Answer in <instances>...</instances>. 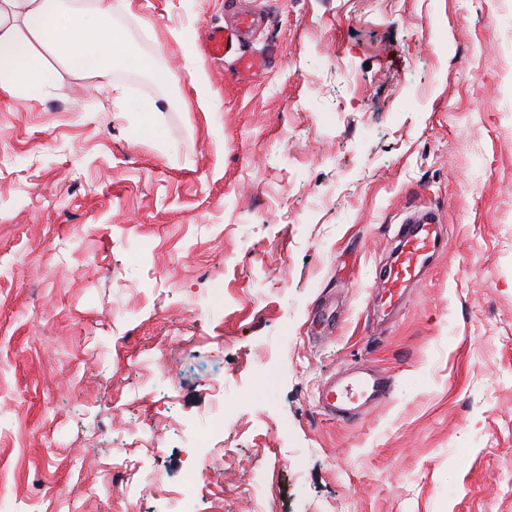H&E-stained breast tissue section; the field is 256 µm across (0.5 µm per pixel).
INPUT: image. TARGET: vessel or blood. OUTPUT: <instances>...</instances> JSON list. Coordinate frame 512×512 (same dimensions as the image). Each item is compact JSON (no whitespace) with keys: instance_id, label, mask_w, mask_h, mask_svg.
Wrapping results in <instances>:
<instances>
[{"instance_id":"vessel-or-blood-1","label":"vessel or blood","mask_w":512,"mask_h":512,"mask_svg":"<svg viewBox=\"0 0 512 512\" xmlns=\"http://www.w3.org/2000/svg\"><path fill=\"white\" fill-rule=\"evenodd\" d=\"M261 22L251 11L235 12L229 23L207 28L200 48L205 56L222 60L233 58L238 74L260 71V62L240 54L243 39ZM447 248V238L438 213L419 209L409 214L400 224L394 245L382 266L372 288L373 297L393 305L408 282L431 266ZM393 394V383L385 373L358 362L345 374L329 377L320 392L318 405L329 417L350 421L361 412L387 404Z\"/></svg>"}]
</instances>
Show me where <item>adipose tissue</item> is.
<instances>
[{
	"instance_id": "adipose-tissue-1",
	"label": "adipose tissue",
	"mask_w": 512,
	"mask_h": 512,
	"mask_svg": "<svg viewBox=\"0 0 512 512\" xmlns=\"http://www.w3.org/2000/svg\"><path fill=\"white\" fill-rule=\"evenodd\" d=\"M131 0H91L68 7L61 0H0V92L35 98L54 84L56 64L108 79L113 62L147 71L151 58L131 52L114 23Z\"/></svg>"
}]
</instances>
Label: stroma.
<instances>
[{
	"mask_svg": "<svg viewBox=\"0 0 512 512\" xmlns=\"http://www.w3.org/2000/svg\"><path fill=\"white\" fill-rule=\"evenodd\" d=\"M229 2L134 0L151 71L0 93V512H512V0H239V79ZM414 206L447 251L382 322ZM358 361L392 401L325 416ZM261 22L254 12L240 10L235 12L229 23L220 27H208L200 41L205 56L214 60L234 57L235 70L239 76L250 73L255 75L261 70L260 62L254 57L239 54L242 40Z\"/></svg>",
	"mask_w": 512,
	"mask_h": 512,
	"instance_id": "35a3bbf8",
	"label": "stroma"
}]
</instances>
